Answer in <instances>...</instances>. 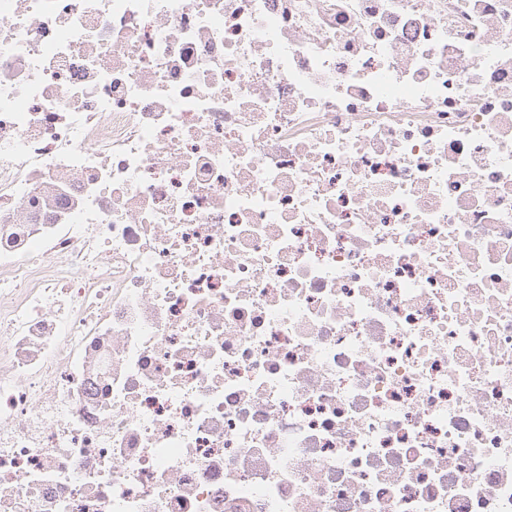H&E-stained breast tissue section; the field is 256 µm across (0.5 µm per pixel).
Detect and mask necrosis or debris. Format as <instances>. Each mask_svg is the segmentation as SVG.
<instances>
[{"label":"necrosis or debris","instance_id":"obj_1","mask_svg":"<svg viewBox=\"0 0 512 512\" xmlns=\"http://www.w3.org/2000/svg\"><path fill=\"white\" fill-rule=\"evenodd\" d=\"M0 512H512V0H0Z\"/></svg>","mask_w":512,"mask_h":512}]
</instances>
